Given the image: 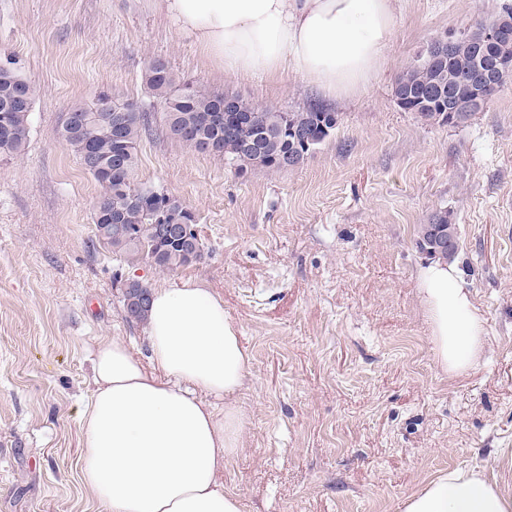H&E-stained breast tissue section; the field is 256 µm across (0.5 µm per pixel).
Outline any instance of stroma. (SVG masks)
<instances>
[{"mask_svg":"<svg viewBox=\"0 0 512 512\" xmlns=\"http://www.w3.org/2000/svg\"><path fill=\"white\" fill-rule=\"evenodd\" d=\"M511 1L399 0L371 89L331 101L335 130L287 170L231 169L152 110L134 179L191 208L204 246L199 263L162 271L98 243L101 189L60 136L70 108L103 90L148 102L154 55L274 110L321 93L292 73L224 75L150 0H0V61L35 90L28 144L0 160V512H107L80 479V413L98 337L147 350L123 308L128 278H191L224 298L250 355L241 444L221 476L242 512H402L454 471L512 497V80L457 127L394 96L432 39ZM440 208L485 321L482 362L459 375L436 362L417 282L418 230Z\"/></svg>","mask_w":512,"mask_h":512,"instance_id":"obj_1","label":"stroma"}]
</instances>
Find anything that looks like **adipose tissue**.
<instances>
[{
	"instance_id": "ef3b65f1",
	"label": "adipose tissue",
	"mask_w": 512,
	"mask_h": 512,
	"mask_svg": "<svg viewBox=\"0 0 512 512\" xmlns=\"http://www.w3.org/2000/svg\"><path fill=\"white\" fill-rule=\"evenodd\" d=\"M225 74L294 72L323 96L364 94L393 34L394 0H154ZM418 286L440 366L474 367L483 317L458 268L423 263ZM249 355L223 297L188 279L154 289L147 355L117 338L94 350V389L81 416L82 480L107 512H241L219 474L244 415L216 402L245 385ZM403 512H512L479 473L451 472L408 497Z\"/></svg>"
}]
</instances>
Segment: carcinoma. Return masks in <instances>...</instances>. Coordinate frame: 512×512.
Segmentation results:
<instances>
[{"label":"carcinoma","mask_w":512,"mask_h":512,"mask_svg":"<svg viewBox=\"0 0 512 512\" xmlns=\"http://www.w3.org/2000/svg\"><path fill=\"white\" fill-rule=\"evenodd\" d=\"M478 53L489 59L512 58V42L478 46L463 39L447 65L417 60L396 82L398 105L425 120H439L441 102L447 98L440 87L448 84L449 73L474 69ZM142 79L153 98L148 105L140 104L137 111L116 121L112 113L98 111L99 102L112 98L101 93L67 112L60 130L82 168L101 188L92 217L98 242L123 254L133 266L176 270L200 261L204 252L203 245L177 233L178 225L196 223L195 213L164 190L134 181L138 146L151 130L149 109L155 103L163 105L172 138L194 151L224 159L239 172L251 166L272 171L293 168L305 158L295 145L296 136L309 135L317 146L336 129V112L326 105L275 112L183 81L161 57L149 58ZM34 99L27 77L13 66L1 65V159L11 160L23 151L30 136ZM446 223L448 210L435 211L421 225L418 242L432 240ZM149 302L148 286L138 280L126 285L123 305L129 319L146 318Z\"/></svg>","instance_id":"obj_1"}]
</instances>
